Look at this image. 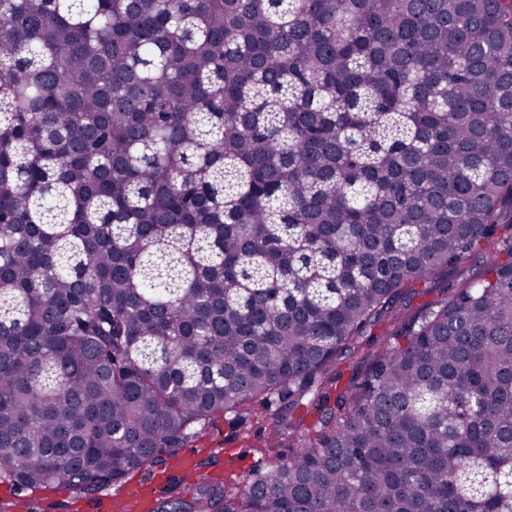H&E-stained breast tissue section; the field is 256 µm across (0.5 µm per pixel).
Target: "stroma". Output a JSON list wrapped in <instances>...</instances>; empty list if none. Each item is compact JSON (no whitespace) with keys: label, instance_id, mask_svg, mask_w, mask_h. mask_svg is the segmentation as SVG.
Segmentation results:
<instances>
[{"label":"stroma","instance_id":"35a3bbf8","mask_svg":"<svg viewBox=\"0 0 512 512\" xmlns=\"http://www.w3.org/2000/svg\"><path fill=\"white\" fill-rule=\"evenodd\" d=\"M269 412L255 404L235 416L228 414L205 423L198 434L190 438L198 464L197 477L188 480L164 481L171 468L170 462L132 471L118 485L105 488V495L115 499L126 498L133 487L148 491L152 498L167 494L191 499L200 478H209L212 484L237 492L243 487L250 470L261 463L268 441ZM25 502L28 512H93L94 497L64 487L20 488L0 476V512H15L17 502Z\"/></svg>","mask_w":512,"mask_h":512}]
</instances>
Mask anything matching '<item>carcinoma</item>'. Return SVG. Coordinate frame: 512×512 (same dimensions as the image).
<instances>
[{
    "label": "carcinoma",
    "mask_w": 512,
    "mask_h": 512,
    "mask_svg": "<svg viewBox=\"0 0 512 512\" xmlns=\"http://www.w3.org/2000/svg\"><path fill=\"white\" fill-rule=\"evenodd\" d=\"M258 400L241 491L152 512H512V0H0V474L94 495ZM471 276L470 268L448 269V276L439 278L429 283L414 286L411 294L410 307L412 312H417L446 295L443 288H448V295L458 288L465 278ZM388 330L389 327L385 324H379L373 327L371 331L368 330L366 333L367 336L364 337V341L358 353L349 357H344L338 361L336 364V377H338V381L336 382L337 390L342 389L352 376L355 368L361 361L359 358L362 352H370L374 348L383 345L386 339H389V336L386 335Z\"/></svg>",
    "instance_id": "carcinoma-1"
}]
</instances>
